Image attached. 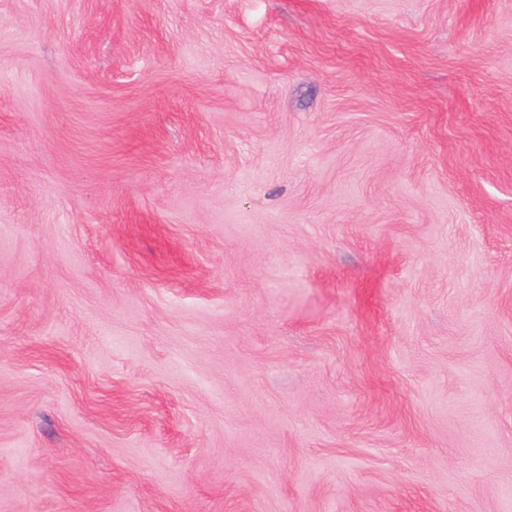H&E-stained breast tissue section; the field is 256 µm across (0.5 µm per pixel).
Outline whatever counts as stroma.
<instances>
[{
    "mask_svg": "<svg viewBox=\"0 0 512 512\" xmlns=\"http://www.w3.org/2000/svg\"><path fill=\"white\" fill-rule=\"evenodd\" d=\"M0 512H512V0H0Z\"/></svg>",
    "mask_w": 512,
    "mask_h": 512,
    "instance_id": "1",
    "label": "stroma"
}]
</instances>
